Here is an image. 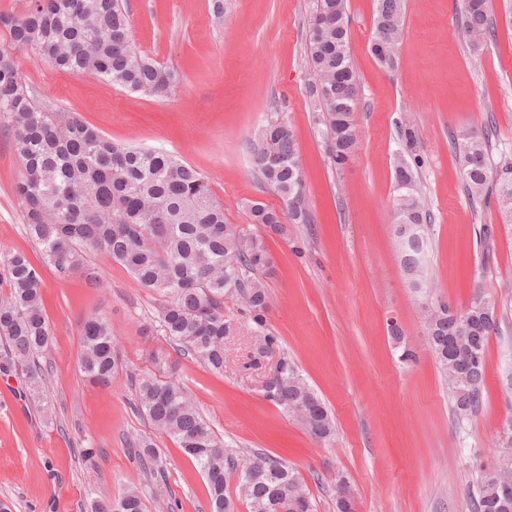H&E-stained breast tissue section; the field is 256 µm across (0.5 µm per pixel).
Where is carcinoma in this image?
Wrapping results in <instances>:
<instances>
[{
  "label": "carcinoma",
  "mask_w": 512,
  "mask_h": 512,
  "mask_svg": "<svg viewBox=\"0 0 512 512\" xmlns=\"http://www.w3.org/2000/svg\"><path fill=\"white\" fill-rule=\"evenodd\" d=\"M346 0H315L309 20L306 58L314 76L309 86L312 111L323 126L333 163L354 155L360 131L355 121L359 87L349 53ZM11 43L55 69L74 76L93 75L132 93L163 96L174 74L132 45L123 0H30L26 13L0 17ZM465 33L478 47L491 35L489 0H465ZM405 36V0H375L371 51L380 67L392 69ZM7 120L23 173L14 191L26 219V232L45 262L60 276L76 270L98 287L101 275L85 265L89 253H102L122 265L142 287L161 297L158 332L175 352L195 358L215 372L224 371V298L240 294L259 331L266 327L269 296L256 273L269 272L265 241L249 228L224 221V206L205 177L169 152L128 147L69 112H53L40 103L18 72L10 51L0 48V118ZM402 152L396 159L395 223H431L418 175V134L413 123L400 126ZM489 135L464 134L454 142L463 178L474 198L495 196L502 216L512 221V154L491 162ZM256 171L277 195L290 199L302 184V168L293 131L283 120L265 124L253 144ZM250 220L274 233L283 231L280 214L261 203L249 206ZM417 253L400 251L412 286H423L425 267ZM9 292L0 296V339L12 365L22 368L35 389H43L45 370L38 359L53 341L42 308L45 283L24 253L7 261ZM497 302L477 290L462 314L470 327L469 351L455 344L456 311L442 304L423 312L429 347L460 415L480 406L485 352L495 329ZM80 368L91 381L107 385L121 363L112 324L101 314L82 324ZM135 409L169 436L205 479L210 512H233L226 494L227 471L238 476V497L250 512H315L299 474L284 462L255 453L235 462L224 440L192 402L173 372L169 351L160 346L150 367L135 379ZM267 396L299 420L318 439L334 433L333 419L320 396L290 362ZM503 446L498 470L481 468L479 496L472 512H512V494L504 495L500 477L512 472V434ZM134 456L161 473L153 443L134 444ZM91 512H148L142 492L127 487L116 497H98Z\"/></svg>",
  "instance_id": "obj_1"
}]
</instances>
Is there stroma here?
<instances>
[{"label": "stroma", "mask_w": 512, "mask_h": 512, "mask_svg": "<svg viewBox=\"0 0 512 512\" xmlns=\"http://www.w3.org/2000/svg\"><path fill=\"white\" fill-rule=\"evenodd\" d=\"M126 0L133 46L173 69L164 97L130 94L90 76L61 73L29 51L14 63L37 98L73 112L115 142L163 149L196 167L224 205L230 224L251 225L264 239L273 271L261 341L244 301H224L233 331L224 339V370L193 358L178 375L237 462L262 452L293 467L317 512H336V481L345 478L355 512H471L480 467L499 459L512 428V223L495 198L469 196L453 142L488 130L493 154L512 153V25L506 0H491L493 33L480 50L464 36V0H406V34L395 68L371 53L373 0H346L350 54L360 97V145L343 168L327 154L308 97L306 20L313 0ZM291 125L302 163L308 221L277 235L250 224L247 207L278 209L280 197L252 165L251 144L267 122ZM418 131L419 177L431 212L429 293L413 290L394 236V161L400 125ZM22 168L13 138L0 125V294L9 290L6 262L25 252L45 282L43 308L54 340L46 353L49 400L33 398L20 369L0 367V501L12 512H87L95 497L129 486L149 512H209L204 479L168 436L134 408L131 378L162 344L144 336L160 298L140 287L108 256L90 262L103 284L78 272L58 275L27 236L13 188ZM491 236H484V227ZM498 302V327L486 350L481 404L454 415L424 341L422 304L438 298L465 308L475 289ZM107 316L123 362L107 386L79 369L81 324ZM397 324L401 338L389 333ZM415 357L403 360L404 350ZM295 363L324 399L335 431L309 434L271 401L266 385L279 360ZM149 439L160 452L162 480L144 474L127 447ZM93 449L84 457V449Z\"/></svg>", "instance_id": "1"}]
</instances>
